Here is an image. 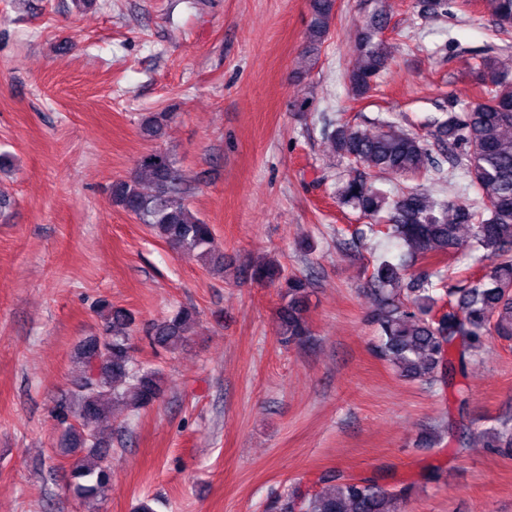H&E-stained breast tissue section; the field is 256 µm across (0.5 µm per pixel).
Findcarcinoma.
I'll return each mask as SVG.
<instances>
[{
    "mask_svg": "<svg viewBox=\"0 0 512 512\" xmlns=\"http://www.w3.org/2000/svg\"><path fill=\"white\" fill-rule=\"evenodd\" d=\"M498 32L512 38V0H489ZM336 0H312L309 33L314 43L330 32ZM388 17L381 11L364 20L354 46L355 63L345 73L351 97H368L390 58V44L381 38ZM480 102L458 107L448 97V109L433 123L437 143L448 149L452 166L462 170L479 197L469 204L433 198L420 188L391 194L380 187L393 176L425 177L441 172L427 138L383 120L368 133L349 122L326 133L334 154L346 162L339 180L337 203L387 225L402 247L396 264L383 260L375 268L371 323L379 336L377 355L400 376L434 384L465 369L485 348L490 335L512 336V81L484 56L472 69ZM165 112L143 118L145 136L161 134ZM140 175L151 185L144 192L137 178L112 184V203L150 227L175 252L211 272L224 271V256L213 248L214 231L183 203L187 189L176 161L164 151H152L139 161ZM465 248L490 262L484 276L458 288L445 287L455 269L425 270L402 293L397 285L419 260L439 259ZM255 280L281 283L283 302L278 335L283 345L309 334L306 318L308 281L283 278L279 264L268 261L243 268ZM104 335L83 340L77 348L79 375L69 394L55 408L60 434L56 451L72 459L69 490L79 502L104 498L109 482L108 457L112 435L97 423L117 403L131 412L153 405L162 395L163 375L140 366L132 355V312L101 298L96 304ZM197 318L193 308L178 307L153 324L150 340L167 351L183 349ZM487 443L512 453V424L503 422L487 432ZM413 484L386 486L374 479L324 473L315 488L289 490L271 500L267 512H405Z\"/></svg>",
    "mask_w": 512,
    "mask_h": 512,
    "instance_id": "carcinoma-1",
    "label": "carcinoma"
}]
</instances>
